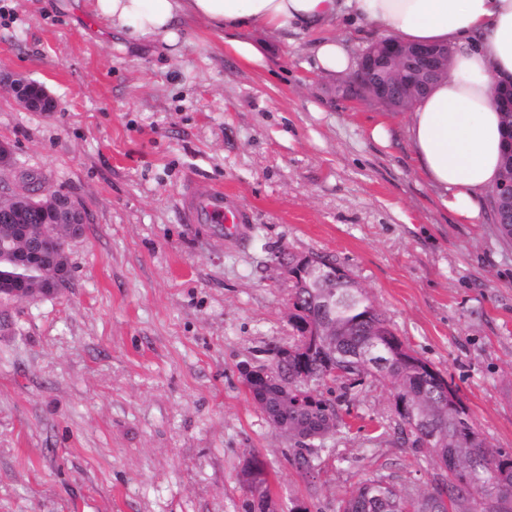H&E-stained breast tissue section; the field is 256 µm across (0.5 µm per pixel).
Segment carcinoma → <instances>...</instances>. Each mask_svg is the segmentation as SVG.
<instances>
[{"label": "carcinoma", "mask_w": 512, "mask_h": 512, "mask_svg": "<svg viewBox=\"0 0 512 512\" xmlns=\"http://www.w3.org/2000/svg\"><path fill=\"white\" fill-rule=\"evenodd\" d=\"M321 289L295 288L292 293L291 319L298 332L297 343L288 348V361L282 373L290 383H308L313 387L327 374L319 353L301 352L314 327H323L320 340L336 350V379L358 382L369 376L357 358L362 350L385 334L391 338L392 355L380 374L389 381L395 394L407 400L432 425L436 439L423 446L419 424L400 418L399 439L419 449L438 462L449 460L453 468L443 479L435 481L419 499L401 495L383 477L365 480L345 498L339 512H466L471 496L482 503L478 512H512V452L487 448L479 431L469 419L458 390L443 376L426 377L422 359L396 336L393 328L359 288L346 276L336 284V306L325 309L320 304ZM288 418H314L332 430L341 425L336 404L319 395L310 397L309 407H288ZM295 453L297 468L309 473L316 467L321 449L314 441H298ZM261 463H245L241 480L248 492L245 512H266L269 493Z\"/></svg>", "instance_id": "cac0c4a2"}]
</instances>
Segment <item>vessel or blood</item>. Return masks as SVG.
<instances>
[{"instance_id": "vessel-or-blood-1", "label": "vessel or blood", "mask_w": 512, "mask_h": 512, "mask_svg": "<svg viewBox=\"0 0 512 512\" xmlns=\"http://www.w3.org/2000/svg\"><path fill=\"white\" fill-rule=\"evenodd\" d=\"M181 216L184 223L207 225L217 232L228 226L243 232L250 222L249 214L236 207L230 194L198 181L183 193Z\"/></svg>"}]
</instances>
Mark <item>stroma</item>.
<instances>
[{"mask_svg": "<svg viewBox=\"0 0 512 512\" xmlns=\"http://www.w3.org/2000/svg\"><path fill=\"white\" fill-rule=\"evenodd\" d=\"M240 37L264 68L198 21L170 56L109 34L86 0H0V70L60 102L30 112L0 87L16 161L0 184L36 170L87 213L68 288L0 301V512H244L249 453L279 512H338L376 475L422 495L438 465L398 440L390 383L319 386L343 423L311 475L249 394L243 365L298 339L278 250L335 258L512 452V238L490 206L479 224L441 207L397 113L326 95L315 35ZM193 179L250 231L182 223Z\"/></svg>", "mask_w": 512, "mask_h": 512, "instance_id": "stroma-1", "label": "stroma"}]
</instances>
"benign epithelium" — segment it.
I'll return each mask as SVG.
<instances>
[{"instance_id":"7a95c632","label":"benign epithelium","mask_w":512,"mask_h":512,"mask_svg":"<svg viewBox=\"0 0 512 512\" xmlns=\"http://www.w3.org/2000/svg\"><path fill=\"white\" fill-rule=\"evenodd\" d=\"M450 55L446 45H406L383 38L360 53L353 71L335 76L327 85V91L335 100L366 101L390 112H410L439 82L448 78ZM0 83L11 87L16 102L27 111L49 113L59 107L57 98L43 84L2 72ZM489 199L492 211L499 215V223H512V180L497 184ZM32 209L39 210L52 224L66 225V231L60 238L35 246L26 244L23 237L18 239L21 252L16 271L12 276L0 278V296L14 300L55 295L67 286L70 277L67 243L82 237L86 223L85 210L78 201L43 190L30 173L24 174L22 184L14 189L0 184L1 223L13 224L18 231L22 219ZM270 265L282 271L295 288L323 289L325 304L335 305L334 284L341 276L336 268H325L310 255L297 257L290 264L278 251L272 254ZM243 377L257 403L263 399L260 381L277 386L285 406H301L306 402L308 393L300 386L283 381L275 366L247 365L243 368ZM267 418L286 436L307 440L321 435V431L291 421L278 410Z\"/></svg>"}]
</instances>
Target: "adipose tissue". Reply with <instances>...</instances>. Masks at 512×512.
<instances>
[{"instance_id": "ef3b65f1", "label": "adipose tissue", "mask_w": 512, "mask_h": 512, "mask_svg": "<svg viewBox=\"0 0 512 512\" xmlns=\"http://www.w3.org/2000/svg\"><path fill=\"white\" fill-rule=\"evenodd\" d=\"M95 18L130 43L177 51L185 20L224 34L227 48L254 66L261 52L238 31L314 33L315 66L343 73L355 62L337 25L402 43L448 45L446 80L413 111L403 128L417 169L440 205L464 221L481 219V200L502 171L498 88L512 84V0H91Z\"/></svg>"}]
</instances>
